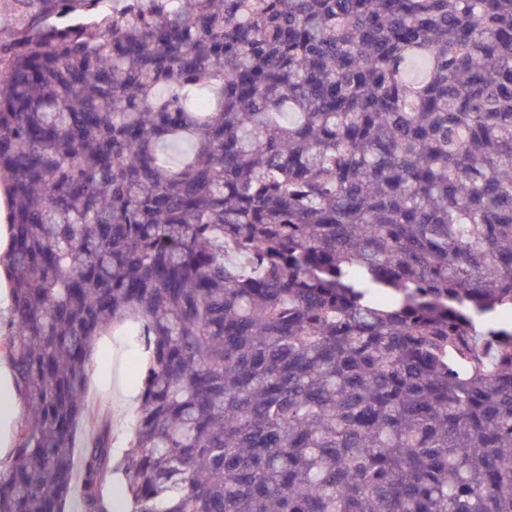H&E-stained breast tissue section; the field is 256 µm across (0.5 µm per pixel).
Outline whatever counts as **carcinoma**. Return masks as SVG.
Wrapping results in <instances>:
<instances>
[{"label":"carcinoma","instance_id":"obj_1","mask_svg":"<svg viewBox=\"0 0 512 512\" xmlns=\"http://www.w3.org/2000/svg\"><path fill=\"white\" fill-rule=\"evenodd\" d=\"M0 187V512L126 325L84 512H512V0H0ZM134 357L135 353L123 333L111 332L101 339L90 370L86 393L90 415L80 427L79 446L85 438L93 436L106 420L117 437L116 446H123L138 403V386L131 374ZM18 400L16 397V394L14 392V389L12 387L10 378L8 374L1 373L0 371V458L2 457V451L5 452L6 442L5 440L2 441V435H1V428L2 425H6L10 421H13L11 425V440H10V449L8 451V454L6 455V458L4 461L9 460V454L11 451V448L14 446V436L15 433L19 427V425L23 421V414L21 411V405L18 412ZM18 412V414H17ZM17 415V416H16Z\"/></svg>","mask_w":512,"mask_h":512}]
</instances>
